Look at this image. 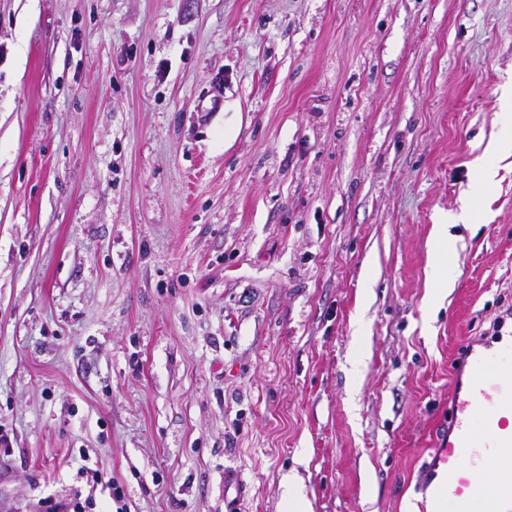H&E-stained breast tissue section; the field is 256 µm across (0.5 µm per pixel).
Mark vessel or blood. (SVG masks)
<instances>
[{"label": "vessel or blood", "mask_w": 512, "mask_h": 512, "mask_svg": "<svg viewBox=\"0 0 512 512\" xmlns=\"http://www.w3.org/2000/svg\"><path fill=\"white\" fill-rule=\"evenodd\" d=\"M465 384L454 388L448 434L424 469L432 512H512V348L492 354L464 345ZM498 463L492 482L481 483L487 459Z\"/></svg>", "instance_id": "obj_1"}]
</instances>
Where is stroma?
Returning a JSON list of instances; mask_svg holds the SVG:
<instances>
[{
    "mask_svg": "<svg viewBox=\"0 0 512 512\" xmlns=\"http://www.w3.org/2000/svg\"><path fill=\"white\" fill-rule=\"evenodd\" d=\"M509 80L512 0H0V512H423ZM301 478L290 472L283 478L282 512H308L309 505L301 492Z\"/></svg>",
    "mask_w": 512,
    "mask_h": 512,
    "instance_id": "obj_1",
    "label": "stroma"
}]
</instances>
